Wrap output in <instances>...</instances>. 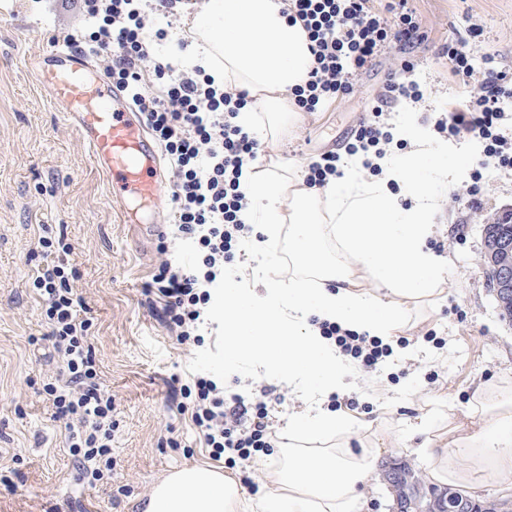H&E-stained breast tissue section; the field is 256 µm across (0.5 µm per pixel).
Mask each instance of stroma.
I'll return each mask as SVG.
<instances>
[{
  "label": "stroma",
  "mask_w": 512,
  "mask_h": 512,
  "mask_svg": "<svg viewBox=\"0 0 512 512\" xmlns=\"http://www.w3.org/2000/svg\"><path fill=\"white\" fill-rule=\"evenodd\" d=\"M409 6L425 39L383 52L358 74L354 93L321 111H295L278 122L260 114L256 136L260 174L283 185L304 178L306 163L324 153L338 156L342 171H349L357 162L348 152L351 135L373 98L401 58L418 64L411 78L423 97L394 102L388 124L395 129L413 122L437 148L422 174L441 205L430 240L447 264L439 293L409 306L396 353L374 370L346 360L338 398L352 402L365 424L346 436L348 448L381 449L382 465L422 480L425 467L408 449L424 441L441 447L449 418L462 417L475 383H512V318L503 315L488 285L484 234L485 225L512 207V171L480 169L482 155L467 139L456 141L453 152H440L433 129L436 113L461 97L442 55L449 37L477 25L480 36L468 40L474 63L489 58L512 71V0H409ZM194 15L191 9L156 13L164 30L152 41L156 55L172 59L181 54V42L196 40ZM89 29L81 0H0V512H144L156 482L193 465L225 472L246 496L260 497L261 470L280 458L296 417L335 409L336 398L270 377L256 358L225 362L223 304L212 306L202 346L178 344L165 326L162 300L147 291L161 260L157 236L149 225L123 223L106 176L29 70L31 54ZM455 166L462 169L456 186L440 175ZM477 172L483 175L480 203L467 209L456 195ZM46 234L64 235L73 246V287L87 308L89 342L114 403L112 479L92 489L44 392L58 374L57 358L31 276L43 262L39 239ZM291 239L289 225H252L242 253L224 266L225 280L261 295L269 282L296 279L298 268L280 263ZM198 374L244 395L253 382L276 387L281 399L271 414L278 447L247 467L213 459L190 412L170 394ZM426 412L434 417L432 428L410 435V425Z\"/></svg>",
  "instance_id": "obj_1"
}]
</instances>
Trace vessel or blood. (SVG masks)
Masks as SVG:
<instances>
[{
  "label": "vessel or blood",
  "mask_w": 512,
  "mask_h": 512,
  "mask_svg": "<svg viewBox=\"0 0 512 512\" xmlns=\"http://www.w3.org/2000/svg\"><path fill=\"white\" fill-rule=\"evenodd\" d=\"M29 67L78 132L94 165L108 176L124 222L144 223L170 176L128 99L67 43L31 57Z\"/></svg>",
  "instance_id": "b4317fda"
}]
</instances>
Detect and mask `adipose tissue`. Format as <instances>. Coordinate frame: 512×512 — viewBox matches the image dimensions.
<instances>
[{
  "mask_svg": "<svg viewBox=\"0 0 512 512\" xmlns=\"http://www.w3.org/2000/svg\"><path fill=\"white\" fill-rule=\"evenodd\" d=\"M281 9V0H207L194 17L201 37L194 64L218 86L229 73L240 75L256 106L280 110L312 65L305 31ZM399 180L411 186V207L400 206L388 191ZM240 190L248 200L241 214L245 223L258 213L263 223L293 226V260L307 276L284 288L268 283L261 296L225 284L224 356L230 362L244 356L264 360L274 376L333 393L345 385L342 359L308 317L393 343L408 304L435 293L446 263L426 246L437 201L412 158L383 167L376 182L354 170L329 183L322 190L327 221L349 259L333 271L320 244L313 193L284 191L249 171ZM355 263L375 282V291L354 280ZM357 426L351 412L326 411L294 424L293 432L308 439L342 437ZM415 453L438 484L465 489L478 478L512 489V386L477 387L464 422L449 423L442 447L423 443ZM377 459L369 448H289L287 463L266 468V492L257 502L217 469L184 467L154 485L145 512H362Z\"/></svg>",
  "mask_w": 512,
  "mask_h": 512,
  "instance_id": "1",
  "label": "adipose tissue"
}]
</instances>
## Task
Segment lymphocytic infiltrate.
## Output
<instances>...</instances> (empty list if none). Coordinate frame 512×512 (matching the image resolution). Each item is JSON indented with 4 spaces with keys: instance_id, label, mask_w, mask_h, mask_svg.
I'll use <instances>...</instances> for the list:
<instances>
[{
    "instance_id": "obj_1",
    "label": "lymphocytic infiltrate",
    "mask_w": 512,
    "mask_h": 512,
    "mask_svg": "<svg viewBox=\"0 0 512 512\" xmlns=\"http://www.w3.org/2000/svg\"><path fill=\"white\" fill-rule=\"evenodd\" d=\"M282 4L288 20L301 23L313 57L306 80L293 91L296 105L305 112L351 93L358 73L390 44L404 47L422 37L408 0H282ZM86 6L89 18L99 23L87 50L106 53L107 78L126 92L173 162L174 222L184 238L197 242L201 264L176 269L171 262H162L151 286L164 301L167 323L177 329L178 341L196 343L211 300L209 287L245 238L239 214L247 202L238 179L258 160L259 144L235 118L249 93L232 86L215 88L201 67L178 72L155 57L145 36L153 19L141 0H86ZM443 54L449 74L463 85L465 96L440 113L434 123L436 133L448 139H480L485 163L512 170V140L499 132L504 104L512 99V74L491 65L476 69L462 38L449 40ZM422 96L416 85L388 81L351 146L352 152L362 154L365 167L385 156L391 142L382 127L390 104ZM41 246L46 262L37 268L31 286L45 304L49 337L63 360L60 385L47 387L46 392L53 401L54 420L69 430L72 455L98 481L112 467V397L102 389L92 351L84 344L89 320L71 285L76 276L68 264L72 246L62 237L42 238ZM319 331L341 354L359 359L368 369L377 368L389 354L382 343L333 322H320ZM179 393L191 400L194 427L213 458L233 451L249 463L256 452L274 443L267 407L272 387L261 386L247 400L225 395L214 381L200 377Z\"/></svg>"
}]
</instances>
